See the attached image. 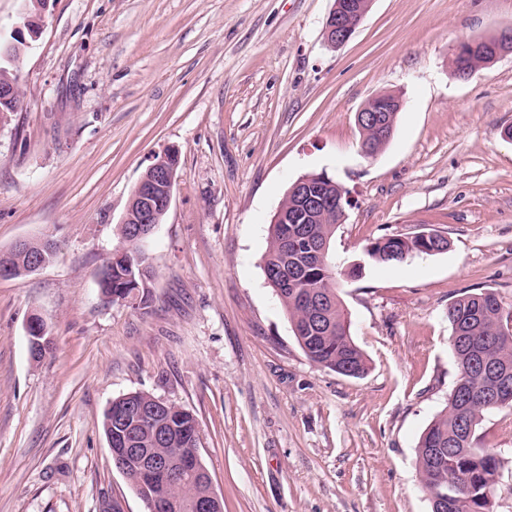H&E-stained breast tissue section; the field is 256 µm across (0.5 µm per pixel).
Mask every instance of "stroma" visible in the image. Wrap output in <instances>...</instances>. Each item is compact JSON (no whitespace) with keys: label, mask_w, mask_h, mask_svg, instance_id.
<instances>
[{"label":"stroma","mask_w":512,"mask_h":512,"mask_svg":"<svg viewBox=\"0 0 512 512\" xmlns=\"http://www.w3.org/2000/svg\"><path fill=\"white\" fill-rule=\"evenodd\" d=\"M334 0H46L15 63L22 107L0 125V250L49 238L52 260L0 280V512H148L115 466L109 404L144 391L189 411L224 512H430L419 439L457 379L449 304L490 290L512 310V51L468 78L458 42L512 27V0H373L351 39ZM401 100L382 152L356 114ZM178 155L169 210L142 248L152 301L105 300L97 273L157 156ZM349 193L337 293L369 362L308 360L268 284V225L289 186ZM436 232L447 251L397 265L367 245ZM40 314L51 349L28 353ZM495 512H512V408ZM355 8L349 1L345 4L336 2L333 11L330 13L325 27L326 41L333 46H341L347 43L352 37L354 27L346 22L348 11Z\"/></svg>","instance_id":"obj_1"}]
</instances>
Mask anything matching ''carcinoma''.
<instances>
[{
    "label": "carcinoma",
    "mask_w": 512,
    "mask_h": 512,
    "mask_svg": "<svg viewBox=\"0 0 512 512\" xmlns=\"http://www.w3.org/2000/svg\"><path fill=\"white\" fill-rule=\"evenodd\" d=\"M362 136L375 154L389 142V138L370 125L363 126ZM323 193L326 204L323 220L316 224H290L288 231L312 235L319 245L328 246L326 255H310L291 247L288 252H283L282 225L271 224L263 271L288 313L294 336L307 358L319 367L358 378L367 371V364L352 339L351 319L337 294L339 266L329 250L341 211L349 201L341 195L338 183L325 184ZM370 246L367 255L373 261L398 264L413 256L438 254L447 249L448 241L444 238L425 240L417 235H385ZM144 264L146 256L141 244L124 240L122 259L106 264L109 273L98 280L101 294L106 298L122 294L132 307H148L151 294L140 278V267ZM284 264L288 265V273L293 278L290 286L280 289L274 272ZM448 322L452 328L451 347L459 375L446 406L420 438L417 471L422 487L433 495L431 512H439L440 493L449 491L450 477L461 480L462 487L453 492V498L448 501V512H494V494L504 461L496 449L477 446L476 432L486 413L512 408V396L497 405L482 402L480 394L488 384V377L471 371V363L478 357L488 368L508 373L512 381V335L503 333V329L512 323V312L505 310L494 292L483 290L465 294L448 304ZM113 404L117 407L154 406L153 395L143 391L127 393ZM162 412L169 418L168 431L174 441H157L153 429L147 426L140 433V447L177 462L179 467L186 466L189 464L187 457L192 455L199 441L197 420L175 404H166ZM437 447L448 449V455L441 467L435 469L429 465V455L431 449ZM124 475L138 495H145L143 484L148 481L137 466H126ZM148 483L157 512H195L196 500L209 488L201 473L191 481L174 484L160 472Z\"/></svg>",
    "instance_id": "1"
}]
</instances>
